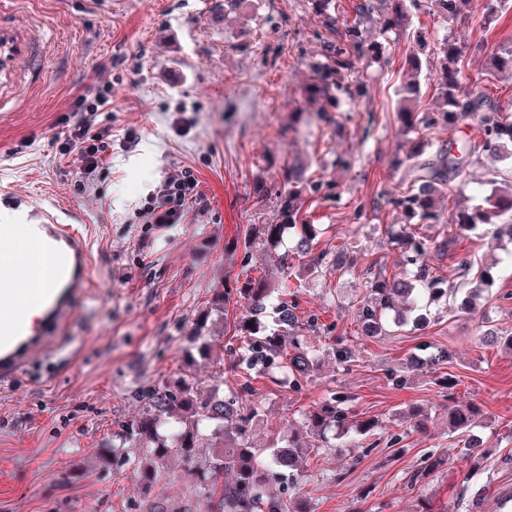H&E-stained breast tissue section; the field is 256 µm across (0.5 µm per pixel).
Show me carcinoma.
Here are the masks:
<instances>
[{"label":"carcinoma","mask_w":512,"mask_h":512,"mask_svg":"<svg viewBox=\"0 0 512 512\" xmlns=\"http://www.w3.org/2000/svg\"><path fill=\"white\" fill-rule=\"evenodd\" d=\"M383 10L378 21L379 34L403 32L407 29L410 11L419 8V0H382ZM438 14L445 21H460L470 16L472 0H434ZM312 9L325 30L320 39L318 59L309 64L308 96L323 102L322 111L337 112L348 99L360 97L364 84L351 79L356 64L363 59L377 60L383 55L384 43L370 40L364 24L371 20L374 0H359L352 19H339L332 14L331 0H310ZM426 41L415 37L407 52L410 67L409 81L399 116L401 128L408 133L424 128H452L465 120L476 124L479 137L441 146L429 155V144L417 143L410 155L411 163L402 184L387 192L385 203L403 212L417 224H455L463 230H473L480 224L496 225L504 217H512V181L500 185L478 202L463 209L445 210L444 199L453 197L462 182L473 157L486 155L499 160L512 157V103L504 104L490 96L485 87L474 84L462 88V70L459 67L460 50L456 42L444 38L430 47L439 63V105L433 111L416 112L414 102L418 95L419 79ZM314 191L318 183L305 176L300 165L286 169L282 198L281 223L262 227L261 245L278 243L285 231L296 238V250L313 255L314 238L310 225L300 216L301 207L296 198L303 189ZM387 243L404 249L410 269L391 277L379 274L364 283L366 296L360 300L357 317L365 333L386 331V315L408 299L414 310L420 312L437 299L456 296L463 289L480 290L491 283L487 271L473 272L474 263L464 257L459 261V279L446 283L435 275L427 263L432 241L419 234L412 224L390 225ZM246 300V311L238 330L243 334L237 346L240 361L246 369L255 368L270 376H277L290 388L314 372L319 355L302 341V326L295 307L281 300L280 290L262 280H250L240 289ZM216 341L203 340L198 354L204 361L218 366L213 378L215 384L207 393L199 391V380L189 372L172 389L149 390L141 394L142 412L128 420L115 422L114 436L120 444L103 448L99 459L134 466L141 483L152 484L157 465L170 458H179L196 468L200 483L207 487L214 512H311L299 497L272 495L264 482L269 472H288L292 485H297L303 464L315 448L329 447L327 432L341 430L346 444L366 452L375 449V443L362 440L375 435L378 423L373 419L359 420L344 407L345 398L332 393L316 404L315 409L302 414L297 427L288 432V443L275 448L263 460L256 457L250 442L252 420L261 412L260 404L243 403V399L224 395L223 361ZM333 355L336 364L349 368L356 361L355 350L346 341L336 339ZM480 409L466 403L456 405L450 412L454 430L468 432ZM130 444L140 446L134 457H120L118 451ZM447 459L430 453L421 456L408 476L407 487L412 489L424 483L446 466ZM233 475L224 482V473Z\"/></svg>","instance_id":"obj_1"}]
</instances>
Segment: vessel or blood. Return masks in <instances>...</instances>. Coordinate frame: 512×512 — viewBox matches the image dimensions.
<instances>
[{
    "label": "vessel or blood",
    "mask_w": 512,
    "mask_h": 512,
    "mask_svg": "<svg viewBox=\"0 0 512 512\" xmlns=\"http://www.w3.org/2000/svg\"><path fill=\"white\" fill-rule=\"evenodd\" d=\"M43 33L16 25L0 28V74L17 77L36 71L42 61ZM46 246L38 260L26 252L0 257V267L39 272L33 287L16 288L0 280V301L11 307L0 315V384H8L45 351L52 332L70 315L74 297L89 287L88 243L75 224H46L42 227ZM41 307L39 317L29 318V306Z\"/></svg>",
    "instance_id": "vessel-or-blood-1"
}]
</instances>
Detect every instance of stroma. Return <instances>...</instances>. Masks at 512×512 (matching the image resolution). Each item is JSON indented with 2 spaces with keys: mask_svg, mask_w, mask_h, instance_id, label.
<instances>
[{
  "mask_svg": "<svg viewBox=\"0 0 512 512\" xmlns=\"http://www.w3.org/2000/svg\"><path fill=\"white\" fill-rule=\"evenodd\" d=\"M224 0H9L7 18L48 33L40 78L9 84L12 106L0 111V213L31 223L32 212L77 224L91 250L88 293L56 342L8 386H0V512H210L205 490L177 459L152 484L132 466H103L97 455L112 441L114 421L140 413L141 391L177 385L194 372L209 389L212 368L190 363L199 321L221 338L224 386L241 365L229 349L245 309L239 287L249 279L289 281L307 342L322 346L317 370L298 392L256 378L253 399L265 419L251 433L256 452L280 446L288 423L338 392L354 397L355 414L375 419L382 434L407 431L405 452L378 445L312 451L298 484L273 479L274 493L295 492L311 512H467L462 472L481 473L484 512H512V467L498 459L512 452V350L478 340L483 324L512 335V241L454 224H423L437 244L430 264L452 280L459 260L472 255L490 268L493 283L473 309L436 302L425 327H390L365 337L357 320L367 270L395 275L401 250L386 241L388 225L405 223L383 196L405 177L413 142L441 146L475 135L467 121L454 128L404 134L398 117L406 82L410 38L390 35L381 59L361 64L367 93L340 112L320 117L305 101L308 64L323 28L308 0H243L225 12ZM411 30L428 42L456 41L467 84L486 86L500 101L512 99V75L490 78L493 54L512 42V0L490 27L480 20L486 0H474L468 23L448 25L433 0H420ZM81 23H73V16ZM107 91L111 106L96 122L112 129V152L92 184L62 155L63 122H76L81 95ZM352 164L337 166V156ZM309 176L338 189L339 198L302 193L301 210L313 226L317 250L346 255L347 272H311L284 234L275 246L248 247L265 224L281 221L277 189L292 161ZM191 171L208 200L189 209L183 223L158 227L140 209L165 176ZM512 180V164L479 157L454 206L472 205L490 191V179ZM455 244L443 248L446 239ZM224 310H211L216 294ZM358 348L350 368L337 365L334 337ZM448 352L439 372L424 363ZM452 375L454 391L437 384ZM474 402L482 416L470 430L480 454L468 455L448 424L453 404ZM427 417L408 431L410 407ZM447 465L429 482L407 489L405 480L425 453Z\"/></svg>",
  "mask_w": 512,
  "mask_h": 512,
  "instance_id": "obj_1",
  "label": "stroma"
}]
</instances>
